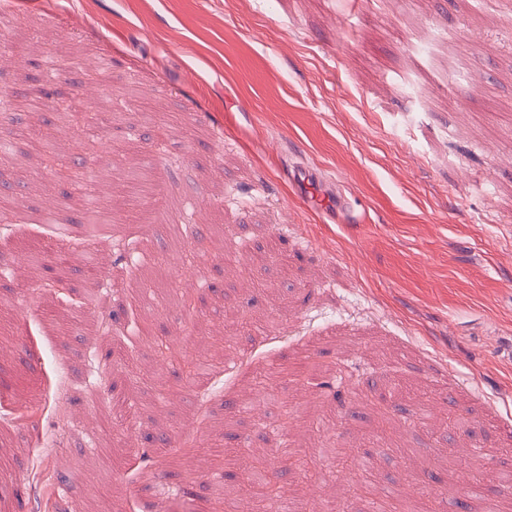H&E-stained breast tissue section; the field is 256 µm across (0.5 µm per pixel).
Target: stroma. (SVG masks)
<instances>
[{
    "instance_id": "1",
    "label": "stroma",
    "mask_w": 512,
    "mask_h": 512,
    "mask_svg": "<svg viewBox=\"0 0 512 512\" xmlns=\"http://www.w3.org/2000/svg\"><path fill=\"white\" fill-rule=\"evenodd\" d=\"M0 31V92L36 95L42 61L84 110L125 115L93 132L23 117L76 166L80 135L116 176L105 238L65 210L70 265L39 225L0 222V512H32L36 491L46 512H213L219 486L254 512L241 486L259 448L307 510L512 499L487 476L512 448V0H0ZM434 37L470 54L468 73L409 52ZM110 52L120 63L87 84L83 63ZM14 145L0 211H42L64 188L41 142ZM294 163L334 182L346 222L302 204ZM167 218L188 227L185 252ZM199 264L191 311L171 297ZM59 276L63 300L42 287ZM156 336L189 339L202 374L157 366ZM308 371L317 387L295 383ZM315 448L379 465L359 490L328 454L316 483L280 461Z\"/></svg>"
}]
</instances>
